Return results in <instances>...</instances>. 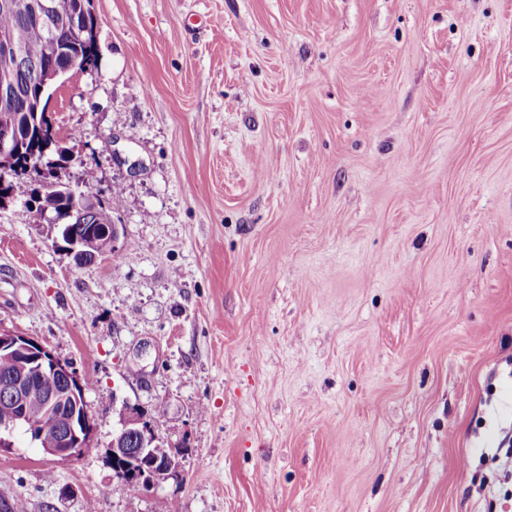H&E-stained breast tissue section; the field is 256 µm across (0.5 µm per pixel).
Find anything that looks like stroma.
I'll return each mask as SVG.
<instances>
[{"instance_id":"obj_1","label":"stroma","mask_w":512,"mask_h":512,"mask_svg":"<svg viewBox=\"0 0 512 512\" xmlns=\"http://www.w3.org/2000/svg\"><path fill=\"white\" fill-rule=\"evenodd\" d=\"M93 5L47 112L120 258L34 176L0 208V330L91 379L93 444L15 433L0 512H512V0ZM128 408L178 451L141 495Z\"/></svg>"}]
</instances>
